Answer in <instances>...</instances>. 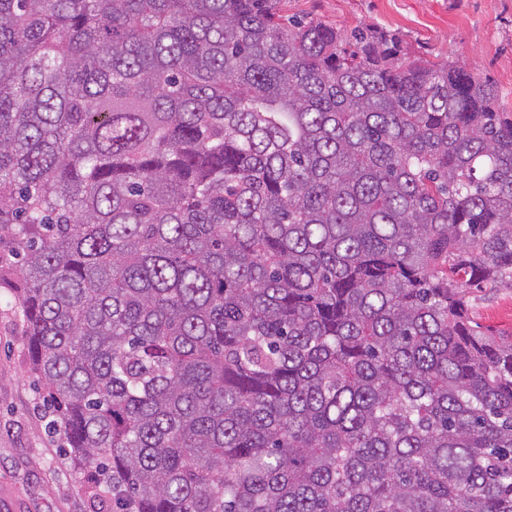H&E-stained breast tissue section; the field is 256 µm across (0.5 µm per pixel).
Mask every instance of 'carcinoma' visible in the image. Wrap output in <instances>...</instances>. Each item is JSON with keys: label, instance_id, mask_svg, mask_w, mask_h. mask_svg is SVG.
Returning <instances> with one entry per match:
<instances>
[{"label": "carcinoma", "instance_id": "obj_1", "mask_svg": "<svg viewBox=\"0 0 512 512\" xmlns=\"http://www.w3.org/2000/svg\"><path fill=\"white\" fill-rule=\"evenodd\" d=\"M279 0H0V283L112 512H512V113ZM469 303L471 317L483 329L512 337V282L496 288H473Z\"/></svg>", "mask_w": 512, "mask_h": 512}]
</instances>
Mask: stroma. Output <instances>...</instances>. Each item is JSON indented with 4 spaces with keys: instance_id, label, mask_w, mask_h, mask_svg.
<instances>
[{
    "instance_id": "1",
    "label": "stroma",
    "mask_w": 512,
    "mask_h": 512,
    "mask_svg": "<svg viewBox=\"0 0 512 512\" xmlns=\"http://www.w3.org/2000/svg\"><path fill=\"white\" fill-rule=\"evenodd\" d=\"M284 16L341 30L368 26L396 35L415 56L465 64L497 87L512 110V0H281ZM470 313L512 337V282L475 288ZM29 369L28 338L14 292L0 287V512H93L82 470Z\"/></svg>"
}]
</instances>
